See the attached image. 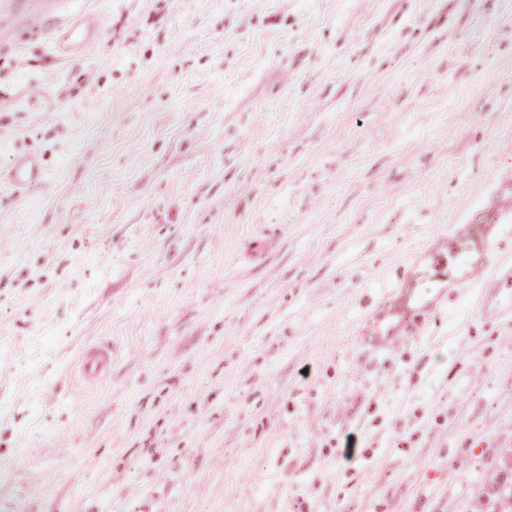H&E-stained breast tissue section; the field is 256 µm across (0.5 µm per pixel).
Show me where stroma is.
Returning a JSON list of instances; mask_svg holds the SVG:
<instances>
[{
    "instance_id": "stroma-1",
    "label": "stroma",
    "mask_w": 512,
    "mask_h": 512,
    "mask_svg": "<svg viewBox=\"0 0 512 512\" xmlns=\"http://www.w3.org/2000/svg\"><path fill=\"white\" fill-rule=\"evenodd\" d=\"M509 183L512 0H0V512H489L512 215L367 331ZM99 20L85 15L71 21L55 42V51L66 58L82 56L98 40ZM9 182L16 193L28 192L45 183V176L36 157L29 154L14 156L8 171ZM489 262V251L486 244L478 251L469 247H454V240L442 242L428 251L424 256L425 268L415 273L407 271L397 298L390 304L381 307L374 315L369 331V339L375 347L388 345L412 333L419 325L437 314L438 302L420 295L418 284L426 272L443 276V272L451 267L455 285L465 284L475 278L483 265ZM110 357L104 349H91L85 352L82 361V370L86 376L95 377L108 369Z\"/></svg>"
}]
</instances>
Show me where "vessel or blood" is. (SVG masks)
<instances>
[{
	"instance_id": "obj_1",
	"label": "vessel or blood",
	"mask_w": 512,
	"mask_h": 512,
	"mask_svg": "<svg viewBox=\"0 0 512 512\" xmlns=\"http://www.w3.org/2000/svg\"><path fill=\"white\" fill-rule=\"evenodd\" d=\"M99 20L86 15L71 21L55 42L56 52L66 58L82 56L97 41ZM9 182L15 192L23 193L43 185L44 173L36 157L29 154L15 155L8 171ZM489 261L487 247L474 250L455 247L445 240L424 256L426 271L443 274L452 271L456 283L464 284L475 278ZM420 274L407 272L397 298L381 307L374 315L369 339L374 346L388 345L412 333L419 325L437 313V300L420 295L417 291ZM110 364L106 350L92 349L85 352L82 370L86 376L95 377L105 372Z\"/></svg>"
}]
</instances>
